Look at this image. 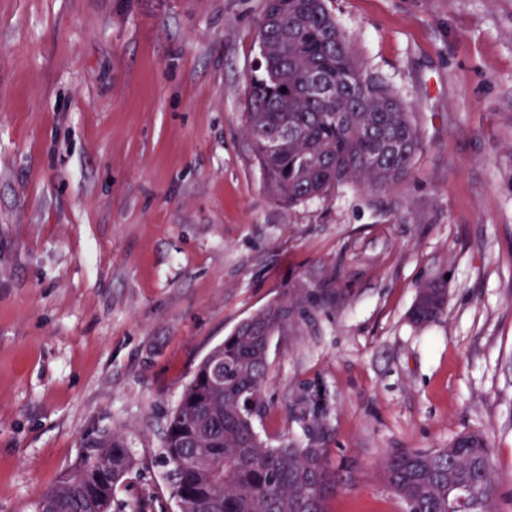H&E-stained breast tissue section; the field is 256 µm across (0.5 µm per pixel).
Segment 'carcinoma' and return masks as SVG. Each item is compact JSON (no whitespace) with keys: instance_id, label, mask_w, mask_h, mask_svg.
<instances>
[{"instance_id":"carcinoma-1","label":"carcinoma","mask_w":512,"mask_h":512,"mask_svg":"<svg viewBox=\"0 0 512 512\" xmlns=\"http://www.w3.org/2000/svg\"><path fill=\"white\" fill-rule=\"evenodd\" d=\"M260 70L248 87L246 133L268 194L294 207L354 184L386 191L411 172L420 132L389 82L365 70L327 7V0H266L259 27ZM336 301V294L298 288L242 320L200 362L170 412L162 457L181 512H328L336 474L327 449L309 441L269 446L255 429L264 407L269 341ZM447 289L419 288L410 311L417 326L445 311ZM50 488L36 505L51 512H164L147 496L129 505L117 491L140 464L112 435L81 472ZM386 486L404 512H449L458 491H470L456 512L499 508L493 451L479 433L446 448H400L381 462Z\"/></svg>"}]
</instances>
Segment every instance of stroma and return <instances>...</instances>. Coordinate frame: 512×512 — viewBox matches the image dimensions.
<instances>
[{"label":"stroma","mask_w":512,"mask_h":512,"mask_svg":"<svg viewBox=\"0 0 512 512\" xmlns=\"http://www.w3.org/2000/svg\"><path fill=\"white\" fill-rule=\"evenodd\" d=\"M422 133L410 175L286 207L245 134L265 0H0V512H35L97 441L176 503L167 418L204 356L295 288L271 445L316 437L329 512H403L379 464L464 432L512 512V0H330ZM447 305L419 328L420 286Z\"/></svg>","instance_id":"1"}]
</instances>
